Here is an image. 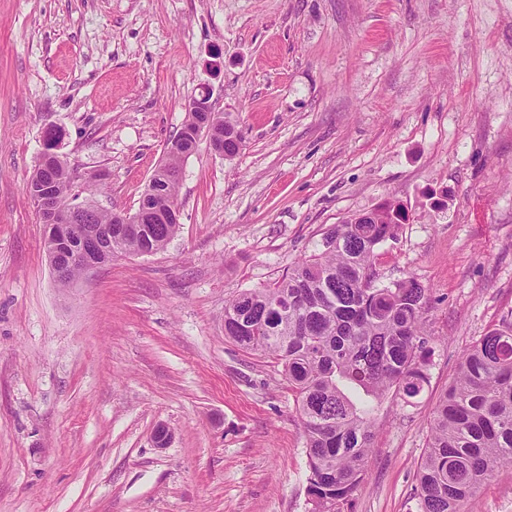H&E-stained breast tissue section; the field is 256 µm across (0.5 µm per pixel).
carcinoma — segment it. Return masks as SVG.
<instances>
[{
  "label": "carcinoma",
  "instance_id": "1",
  "mask_svg": "<svg viewBox=\"0 0 512 512\" xmlns=\"http://www.w3.org/2000/svg\"><path fill=\"white\" fill-rule=\"evenodd\" d=\"M224 120L210 126L235 155L242 138ZM72 174L64 159L51 170L53 203L69 206ZM402 206L386 201L375 218L344 222L323 235L321 250L264 288L246 289L224 304V337L246 351L281 361L306 434L309 512H342L361 481L373 440L372 408L349 390L380 402L393 392L406 402L428 383L425 308L430 289L414 277L381 285V244L397 237ZM105 229L104 251L144 255L162 250L176 224H143L135 233L112 213L67 232L55 261L69 286L81 273L71 245ZM512 468V321L485 333L464 354L430 420L417 475V512H462L490 476Z\"/></svg>",
  "mask_w": 512,
  "mask_h": 512
}]
</instances>
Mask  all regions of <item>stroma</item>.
<instances>
[{"label": "stroma", "instance_id": "35a3bbf8", "mask_svg": "<svg viewBox=\"0 0 512 512\" xmlns=\"http://www.w3.org/2000/svg\"><path fill=\"white\" fill-rule=\"evenodd\" d=\"M205 84L239 152L185 160L163 250L60 287L25 193L46 129L74 193L103 174L132 213ZM387 200L428 385L386 397L345 512H415L435 402L512 316V0H0V512H308L295 395L224 303ZM464 510L512 512V470Z\"/></svg>", "mask_w": 512, "mask_h": 512}]
</instances>
